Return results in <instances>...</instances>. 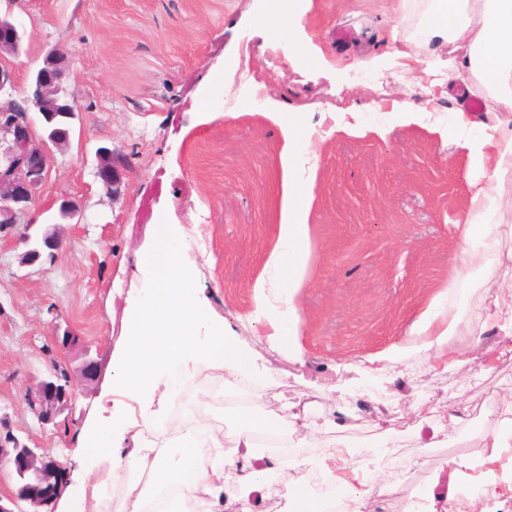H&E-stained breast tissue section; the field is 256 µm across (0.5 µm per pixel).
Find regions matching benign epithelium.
Here are the masks:
<instances>
[{"label": "benign epithelium", "mask_w": 512, "mask_h": 512, "mask_svg": "<svg viewBox=\"0 0 512 512\" xmlns=\"http://www.w3.org/2000/svg\"><path fill=\"white\" fill-rule=\"evenodd\" d=\"M24 47V32L15 23L11 10L0 12V55L19 56ZM74 52L59 46L50 49L42 65L28 78L18 93L12 68L0 63V232L18 224L38 200L50 175L54 155L50 146L58 139L71 141L72 126L56 127V110L61 108L71 120L82 108L68 83ZM59 212L69 221L81 220L82 201L64 197ZM61 246L54 234L34 243L29 250L34 264L42 257L53 258ZM98 361L86 359L80 376L65 383L51 376L41 379L27 394L26 401L38 419L48 424L68 407L70 393L83 383L94 381ZM8 472L15 480L28 474L40 480L39 493L20 495L15 489L0 497V512H15L27 503L32 512H54V505L68 483V468L52 458L44 448L20 445L13 433L0 431V473Z\"/></svg>", "instance_id": "7a95c632"}]
</instances>
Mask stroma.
Returning a JSON list of instances; mask_svg holds the SVG:
<instances>
[{"instance_id":"obj_1","label":"stroma","mask_w":512,"mask_h":512,"mask_svg":"<svg viewBox=\"0 0 512 512\" xmlns=\"http://www.w3.org/2000/svg\"><path fill=\"white\" fill-rule=\"evenodd\" d=\"M268 0H0L25 33L9 58L18 83L55 45L74 51L69 83L83 106L69 146L55 151L34 208L0 233V427L21 443L70 464L57 512H80L79 490H93L111 468L73 458L75 432L117 406L140 414L134 395L112 391V363L124 345L129 300L149 273L136 252L149 249L156 225L191 231L187 256L206 286L216 319L244 349L251 372L202 368L168 406L171 421L207 418L232 448L242 425L227 393L252 390L255 410L275 420L293 405L314 422L295 432L299 451L267 479L255 512H295L290 478H321V461L345 437L356 464L373 477L360 512H402L406 492L422 512H512V455L485 460L477 440L448 458L455 434L480 424L512 430V330L489 324L512 313V216L495 230L488 259L493 288L470 286L456 229L470 210L468 150L454 141L461 100L450 88L467 79L481 110L512 128L473 80L447 37H424L431 0H302L290 21L299 46L272 39L262 21ZM349 28L350 41H336ZM315 65H308L307 57ZM207 100L208 112L197 109ZM423 108L404 123L400 104ZM306 118L312 129L307 191L309 255L294 292L300 360L266 342L254 284L278 238L279 155L284 135L270 105ZM110 145L125 168L118 199L96 177L98 146ZM81 199V223L60 222L54 201ZM57 228L58 254L28 266L27 238ZM467 289L448 300L455 336L370 375L373 358L403 345L418 317L448 283ZM77 343L60 348L57 335ZM102 365L98 382L79 386L56 424H41L26 395L59 369L77 374L83 348ZM418 401L459 412L455 429L432 434ZM481 494L463 497L467 482Z\"/></svg>"}]
</instances>
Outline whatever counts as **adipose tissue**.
<instances>
[{
    "mask_svg": "<svg viewBox=\"0 0 512 512\" xmlns=\"http://www.w3.org/2000/svg\"><path fill=\"white\" fill-rule=\"evenodd\" d=\"M478 3V22L468 10ZM429 30L450 35L464 51L471 73L504 108L512 109V0H433ZM285 144L280 152L282 169L281 213L277 244L266 267L277 281L254 285L257 312L271 328L270 349L299 358L295 346L298 314L293 294L298 288L308 240L307 217L311 206L303 180L310 132L298 116L281 115ZM457 133L470 151L480 184L472 196L474 217L460 225L465 267L481 275L485 259L497 245L491 221L505 209L504 197L512 186V130L497 124L459 121ZM183 228L160 225L153 246L137 260L151 271L147 291L130 305L126 342L112 365V388L137 394L141 419L132 447L122 444L123 425L104 420L79 432L78 452L92 460L108 455L113 463L111 480L126 484L117 512H146L147 501L158 491L175 489L183 504H217L224 492V466L240 471L239 495L248 501L262 498L271 462L255 454L258 435H278V423L248 415L235 445L226 452L218 434L204 420L165 427L163 415L169 399L191 367L204 366L236 374L248 371L249 362L223 323L210 319L204 288L186 260ZM206 322L210 333L197 339L194 329ZM456 318L448 317L446 303L437 300L417 321L408 349L428 350L453 335ZM326 479L357 501L368 484L361 468L346 459L343 442L331 445L321 462Z\"/></svg>",
    "mask_w": 512,
    "mask_h": 512,
    "instance_id": "ef3b65f1",
    "label": "adipose tissue"
}]
</instances>
